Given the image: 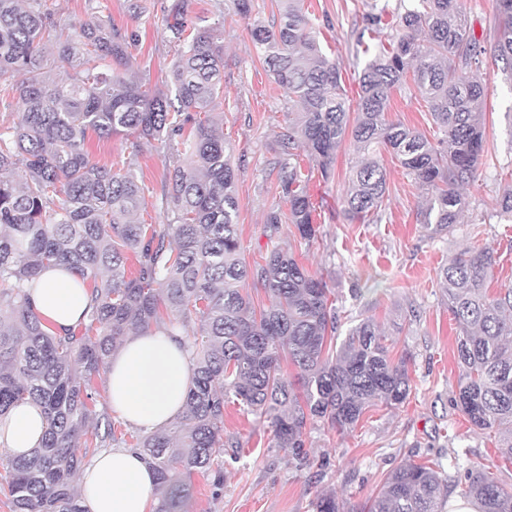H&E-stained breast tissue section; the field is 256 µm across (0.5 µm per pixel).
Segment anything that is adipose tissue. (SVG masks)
<instances>
[{
  "mask_svg": "<svg viewBox=\"0 0 512 512\" xmlns=\"http://www.w3.org/2000/svg\"><path fill=\"white\" fill-rule=\"evenodd\" d=\"M34 311L54 327L75 326L88 305L81 280L50 268L29 281ZM191 369L178 337L165 332L128 337L111 357L107 388L113 411L149 432L169 424L183 410ZM46 429L35 402L13 405L0 416V457L12 459L39 446ZM155 475L142 453L124 446L104 448L87 461L78 479L85 512H154Z\"/></svg>",
  "mask_w": 512,
  "mask_h": 512,
  "instance_id": "1",
  "label": "adipose tissue"
}]
</instances>
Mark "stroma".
<instances>
[{"mask_svg":"<svg viewBox=\"0 0 512 512\" xmlns=\"http://www.w3.org/2000/svg\"><path fill=\"white\" fill-rule=\"evenodd\" d=\"M174 2L48 0V5L57 25L66 30L102 20L133 33L137 43L131 49L129 74L161 89L177 53L167 40ZM396 2L304 0L324 52L341 67L349 104L359 99V74L368 59L357 36L373 5ZM184 14L190 22L201 17L206 25H223L224 94L216 109L224 114V139L232 150L243 255L256 261L269 245L265 217L283 205L279 173L270 162L291 105L254 47L236 0H187ZM476 78L488 88L486 140L491 158L481 165L476 180L463 187L467 206L447 234L429 237L419 224L416 216L425 193L390 154L384 157L389 194L383 223H348L342 198L358 155L346 144L331 178L316 172L307 185L316 209V239L304 242L289 224L278 239L306 269L324 277L336 299L341 329L372 318L384 332L391 355L409 357L408 397L393 409H369L354 430L342 434L319 423L310 426L306 464L274 447L265 420L237 402H226L224 435L232 445L224 450V486L215 490L213 475H195L189 512H312L315 493L323 489L344 502L361 503L380 490L390 470L428 460L440 464L450 480L481 463L512 487V463L499 453V435L474 429L453 405L459 376L457 329L437 278L439 267L461 250L479 245L499 258L492 291L512 288V222L498 212V200L512 184V81L501 63L490 59L484 60ZM387 117L430 137L436 133L427 103L409 84L393 91ZM88 152L101 165L136 155V174L148 188L144 213H161V186L170 164L167 151L154 142L141 143L135 151L125 136L115 135L91 138Z\"/></svg>","mask_w":512,"mask_h":512,"instance_id":"obj_1","label":"stroma"}]
</instances>
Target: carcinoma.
<instances>
[{
  "mask_svg": "<svg viewBox=\"0 0 512 512\" xmlns=\"http://www.w3.org/2000/svg\"><path fill=\"white\" fill-rule=\"evenodd\" d=\"M493 34L477 37L462 0H399L396 32L377 44L359 77L355 112L346 104L339 64L322 50L298 0H281L280 17L250 25V36L294 111L279 134V170L288 223L300 239L317 237L297 150L323 178L350 141L361 155L343 196L347 220L383 221L388 191L382 151L392 150L425 191L417 213L429 235L448 232L466 207L460 187L477 177L486 153L488 91L471 72L487 54L512 72V0H496ZM170 41L182 45L166 88L155 91L102 70L124 65L136 39L91 21L57 32L47 0H0V94L16 100L13 125L0 130V414L23 400L47 419L41 444L3 465L0 490L10 512H84L73 479L100 449H139L157 476L155 512H187L192 478L214 473L223 486L224 403L231 397L266 418L274 447L305 457L306 427L353 430L373 406L394 408L411 391L407 359L393 360L385 336L363 319L337 336L336 309L323 277L286 249L247 263L238 234V199L224 113V45L212 27L187 38L182 6L171 8ZM82 46L76 56V46ZM76 64L72 78L51 77ZM21 73L17 83L5 76ZM412 77L442 137L389 122L391 90ZM132 137L127 168L92 162V137ZM142 140L171 151L162 186L163 219L139 220L144 187L134 170ZM24 168L17 179L14 171ZM135 258V274L127 262ZM498 260L473 247L439 270L458 329L460 374L453 405L479 430L502 437L512 460V288L496 293ZM49 267L86 283L89 304L63 332L33 311L24 284ZM273 298L256 310L245 286ZM185 340L192 378L182 414L170 425L126 439L106 403H98L109 358L132 332H171ZM296 369L289 377L282 362ZM464 494L478 512H512V490L487 468L464 472ZM447 480L428 464L386 474L380 491L347 508L331 492L316 512H446Z\"/></svg>",
  "mask_w": 512,
  "mask_h": 512,
  "instance_id": "carcinoma-1",
  "label": "carcinoma"
}]
</instances>
